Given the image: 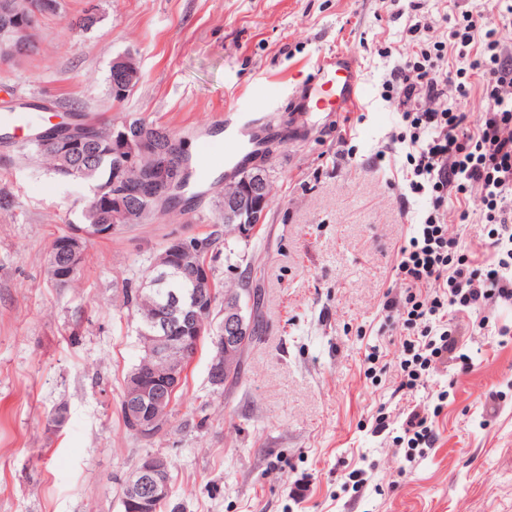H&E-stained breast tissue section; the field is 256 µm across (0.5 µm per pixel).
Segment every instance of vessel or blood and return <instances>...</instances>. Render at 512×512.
I'll return each instance as SVG.
<instances>
[{
	"label": "vessel or blood",
	"mask_w": 512,
	"mask_h": 512,
	"mask_svg": "<svg viewBox=\"0 0 512 512\" xmlns=\"http://www.w3.org/2000/svg\"><path fill=\"white\" fill-rule=\"evenodd\" d=\"M356 62L345 54L321 58L305 86L308 99H320L324 92H332L336 109L345 112L362 97L363 91L355 78ZM254 122L249 113H238L236 120L224 125V172L232 174L252 152L253 138L249 130ZM34 122L22 107L0 113V130L8 133H30Z\"/></svg>",
	"instance_id": "obj_1"
}]
</instances>
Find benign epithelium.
<instances>
[{
  "instance_id": "7a95c632",
  "label": "benign epithelium",
  "mask_w": 512,
  "mask_h": 512,
  "mask_svg": "<svg viewBox=\"0 0 512 512\" xmlns=\"http://www.w3.org/2000/svg\"><path fill=\"white\" fill-rule=\"evenodd\" d=\"M27 25L11 6L0 0V32L16 33ZM141 78L140 61L131 52L112 59V95L124 98ZM94 140L90 131L63 127L53 140V147L64 160L76 157ZM112 156L122 173L112 183L95 190L98 205L112 210V223L95 226L97 233L77 227L56 243V251L68 257L58 278L72 277L80 267L84 246L90 239L110 237L119 229L135 223L141 203H164L177 187L181 173L172 153V140L156 125L141 121L112 129ZM150 156L154 164L138 168L140 158ZM268 170L260 161L240 172L224 191L219 209L224 215V239L249 241L266 213L265 187ZM203 246L189 245L183 237L169 239L154 258L151 275L142 279L137 299L151 304L153 312L137 328L143 356L124 380L123 414L136 436L151 440L167 428L174 406L173 394L180 388L186 362L192 358L205 336L203 323L218 322L219 333L211 337L214 355L209 366V380L218 391L240 360L251 341L253 321L242 302V289H224L218 301L208 263L201 261ZM185 278L193 288L185 293L171 292L160 297L159 288L169 278ZM170 495V463L167 457L147 453L141 456L122 485L123 512H156L157 504Z\"/></svg>"
}]
</instances>
